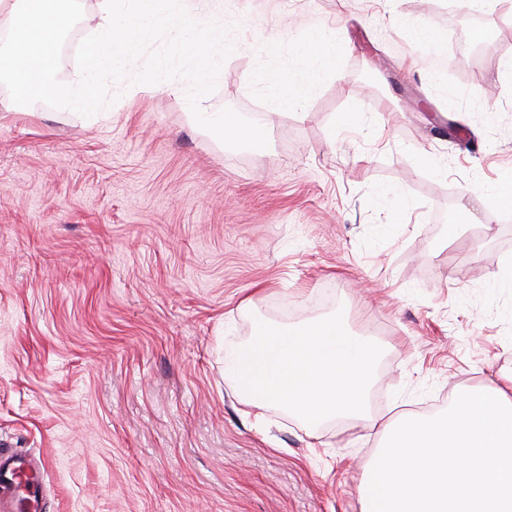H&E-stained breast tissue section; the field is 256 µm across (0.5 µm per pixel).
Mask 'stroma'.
Instances as JSON below:
<instances>
[{
    "instance_id": "stroma-1",
    "label": "stroma",
    "mask_w": 512,
    "mask_h": 512,
    "mask_svg": "<svg viewBox=\"0 0 512 512\" xmlns=\"http://www.w3.org/2000/svg\"><path fill=\"white\" fill-rule=\"evenodd\" d=\"M101 0H81L58 77ZM211 112L133 85L91 117L0 86V448L43 455L45 512H361L372 418L512 376V13L483 0H223ZM331 35L333 64L302 43ZM279 81L305 88L299 107ZM469 210L468 221L444 224ZM342 312L383 349L364 419L246 405L225 346Z\"/></svg>"
}]
</instances>
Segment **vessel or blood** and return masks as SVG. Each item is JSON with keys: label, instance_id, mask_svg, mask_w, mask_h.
Returning a JSON list of instances; mask_svg holds the SVG:
<instances>
[{"label": "vessel or blood", "instance_id": "vessel-or-blood-1", "mask_svg": "<svg viewBox=\"0 0 512 512\" xmlns=\"http://www.w3.org/2000/svg\"><path fill=\"white\" fill-rule=\"evenodd\" d=\"M41 461L0 448V512H38Z\"/></svg>", "mask_w": 512, "mask_h": 512}]
</instances>
